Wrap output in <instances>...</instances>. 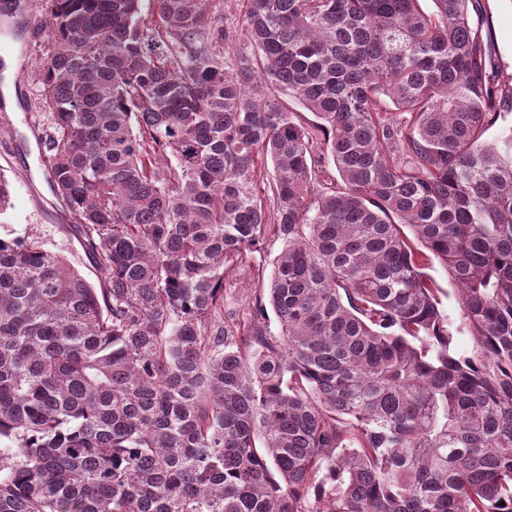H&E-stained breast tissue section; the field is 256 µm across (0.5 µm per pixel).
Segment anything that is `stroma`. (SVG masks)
Returning a JSON list of instances; mask_svg holds the SVG:
<instances>
[{
  "label": "stroma",
  "instance_id": "stroma-1",
  "mask_svg": "<svg viewBox=\"0 0 512 512\" xmlns=\"http://www.w3.org/2000/svg\"><path fill=\"white\" fill-rule=\"evenodd\" d=\"M480 7L482 37L499 67V78L512 81V0H480ZM33 14V22L14 43L11 91L0 92V178L10 188L9 206L0 214V238L39 242L94 283L97 271L71 231L72 219L49 178L44 140L53 127L43 106L40 66L55 44L44 6L35 4ZM283 246L276 229H268L262 249L229 275L226 317L242 318L255 299L266 298L273 262Z\"/></svg>",
  "mask_w": 512,
  "mask_h": 512
}]
</instances>
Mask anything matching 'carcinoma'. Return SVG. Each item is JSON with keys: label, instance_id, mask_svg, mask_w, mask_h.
<instances>
[{"label": "carcinoma", "instance_id": "carcinoma-1", "mask_svg": "<svg viewBox=\"0 0 512 512\" xmlns=\"http://www.w3.org/2000/svg\"><path fill=\"white\" fill-rule=\"evenodd\" d=\"M209 2L46 0L45 146L99 277L0 239V512H512V85L478 0H249L235 49ZM270 220L269 304L229 321ZM258 187L261 197L267 210L272 211L273 208V166L271 162L265 159H258ZM261 172V173H260ZM260 174V175H259ZM425 272L435 282L437 288L441 289L438 298L444 313L447 314L451 320L455 321V323H458L460 309L454 291L456 287L449 278L448 272L436 259L432 260V263L425 269Z\"/></svg>", "mask_w": 512, "mask_h": 512}]
</instances>
